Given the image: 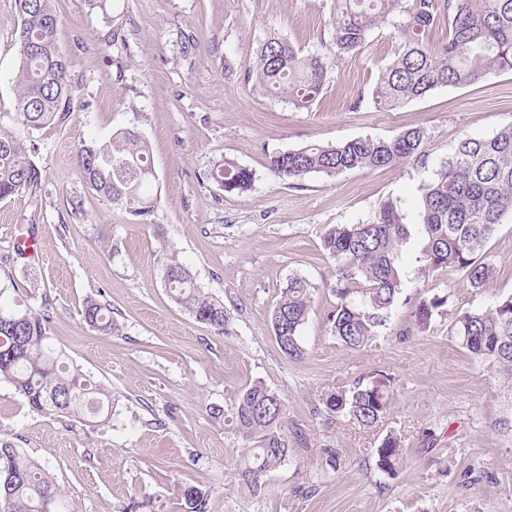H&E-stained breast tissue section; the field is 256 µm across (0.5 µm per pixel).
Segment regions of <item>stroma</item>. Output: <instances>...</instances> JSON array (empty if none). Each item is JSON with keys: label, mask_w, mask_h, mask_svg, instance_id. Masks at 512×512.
<instances>
[{"label": "stroma", "mask_w": 512, "mask_h": 512, "mask_svg": "<svg viewBox=\"0 0 512 512\" xmlns=\"http://www.w3.org/2000/svg\"><path fill=\"white\" fill-rule=\"evenodd\" d=\"M104 24L84 0H57V41L74 93L67 115L33 131L44 171L38 197L0 201V278L48 311L49 334L69 360L112 391L105 427L29 411L0 383V439L44 465L80 512H178L182 484L210 492V512H512V383L490 359L475 360L448 332L457 313L512 296V219L486 249L495 268L481 289L459 272H429L421 228L402 249L401 293L365 346L344 347L327 327L337 302V263L323 250L326 226L369 221L380 204L416 215L422 185L465 135L488 138L512 125V71L438 89L396 112L371 92L399 42L392 27L338 56L309 108L254 91L248 63L277 34L303 52L329 54L331 0H111ZM14 0H0V129L17 125ZM428 136L429 162H409L291 183L269 155L308 143L389 138L411 128ZM131 128L147 140L159 203L141 224L89 189L81 141ZM231 159L252 170L244 193L208 173ZM32 232L43 257L18 255L13 236ZM187 264L223 301V335L171 300L165 256ZM314 288L302 328L303 358L279 348L269 313L290 278ZM102 296L118 329L105 336L82 316ZM447 297L427 326L413 310ZM390 379L391 405L372 428L323 409L326 395ZM263 382L284 401L290 453L264 487L235 478L244 441L214 406ZM401 439L392 472L376 466L387 433ZM336 449L342 467L326 463Z\"/></svg>", "instance_id": "stroma-1"}]
</instances>
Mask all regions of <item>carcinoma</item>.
Returning a JSON list of instances; mask_svg holds the SVG:
<instances>
[{"label": "carcinoma", "instance_id": "obj_1", "mask_svg": "<svg viewBox=\"0 0 512 512\" xmlns=\"http://www.w3.org/2000/svg\"><path fill=\"white\" fill-rule=\"evenodd\" d=\"M332 44L336 54L356 51L370 32L391 26L400 49L372 90L374 102L390 109L422 99L442 87L468 85L512 71V0H332ZM17 62L14 75L19 127L0 131V201L27 192L38 197L43 182L35 162L38 147L29 130L61 119L72 99L68 64L56 44L55 0H14ZM448 24V39L432 47L424 34ZM330 60L304 53L286 38L269 36L247 68L253 86L280 95L298 109L310 107L322 92ZM427 134L419 127L389 139L356 138L336 145L309 144L270 156L269 170L285 181L310 174L335 177L346 171L377 169L400 162L426 166ZM78 160L89 187L112 204L145 221L158 204L149 146L133 130L107 141L80 144ZM227 193H242L253 172L226 160L209 172ZM419 214L426 237L423 261L432 272L465 273L474 289L494 274L486 244L505 217H512V126L490 138L463 136L421 187ZM410 231L407 217L394 200L383 202L374 217L359 224H337L322 235L324 251L339 263L338 302L328 314L330 333L348 349L366 345L383 326L388 309L401 291V248ZM164 286L170 298L197 322L225 333L231 314L197 282L190 268L171 256L164 263ZM312 286L293 277L270 312V324L281 351L301 358L300 332L308 319ZM445 300H423L415 308L425 325ZM85 322L110 335L117 329L112 306L89 297L82 308ZM50 315L20 303L0 284V382L10 384L37 413L79 419L105 426L112 419V390L68 362L49 336ZM450 333L476 359L498 362L512 383V297L481 310L465 311L450 324ZM386 382L355 384L323 400L330 411L343 412L364 427L375 426L390 407ZM285 405L258 381L244 387L234 402L210 408L251 443L237 465L240 484L261 490L267 474L288 460V439L281 423ZM401 440L386 435L377 466L391 472ZM209 491L197 485L178 488L180 512H209ZM0 512H79L74 499L23 449L0 440Z\"/></svg>", "mask_w": 512, "mask_h": 512}]
</instances>
